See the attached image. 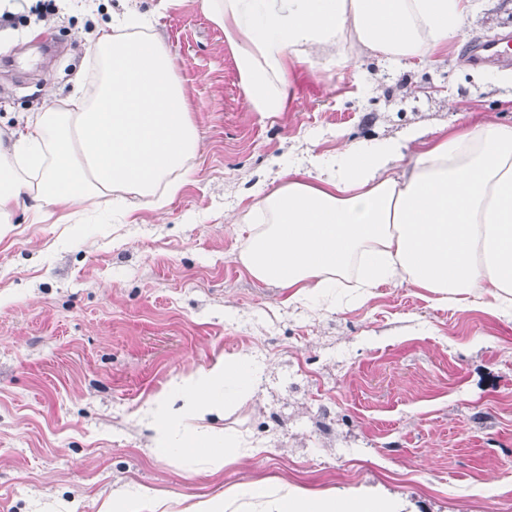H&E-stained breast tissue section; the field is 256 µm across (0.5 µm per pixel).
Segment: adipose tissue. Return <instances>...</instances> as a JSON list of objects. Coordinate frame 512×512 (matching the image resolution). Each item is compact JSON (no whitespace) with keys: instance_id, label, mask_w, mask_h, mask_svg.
Wrapping results in <instances>:
<instances>
[{"instance_id":"adipose-tissue-1","label":"adipose tissue","mask_w":512,"mask_h":512,"mask_svg":"<svg viewBox=\"0 0 512 512\" xmlns=\"http://www.w3.org/2000/svg\"><path fill=\"white\" fill-rule=\"evenodd\" d=\"M234 52L247 111L288 109L296 65L346 41L359 55L425 58L458 36L470 0H198ZM95 70L64 106L0 132V233L19 210L74 215L132 192L154 210L182 186L201 141L186 90L147 15L126 7L87 46ZM417 147L404 164L403 147ZM307 173L283 169L259 188L239 260L256 280L290 289V301L326 296L353 279L357 302L410 284L438 302H476L512 317V125L461 131L414 125L402 139L364 141L312 157ZM259 372L248 355L173 380L146 410L153 446L191 447L222 467L235 433L207 426L246 397ZM402 512L360 490L308 493L285 484L231 488L191 512Z\"/></svg>"}]
</instances>
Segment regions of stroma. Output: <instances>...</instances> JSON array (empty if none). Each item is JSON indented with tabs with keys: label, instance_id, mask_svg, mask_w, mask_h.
I'll return each mask as SVG.
<instances>
[{
	"label": "stroma",
	"instance_id": "35a3bbf8",
	"mask_svg": "<svg viewBox=\"0 0 512 512\" xmlns=\"http://www.w3.org/2000/svg\"><path fill=\"white\" fill-rule=\"evenodd\" d=\"M0 21V128L64 101L88 69L87 0ZM153 15L202 140L163 212L100 204L69 224L0 237V512H101L114 488L156 489L166 512L238 485L377 491L407 512H512V321L440 306L411 286L361 306H298L241 265L238 219L285 164L416 122L512 124V64L471 40L512 34V0H482L424 61L300 65L287 112L247 111L234 53L196 0ZM46 34L30 38L32 29ZM248 354L251 397L207 417L265 448L214 470L160 454L143 420L174 378Z\"/></svg>",
	"mask_w": 512,
	"mask_h": 512
}]
</instances>
